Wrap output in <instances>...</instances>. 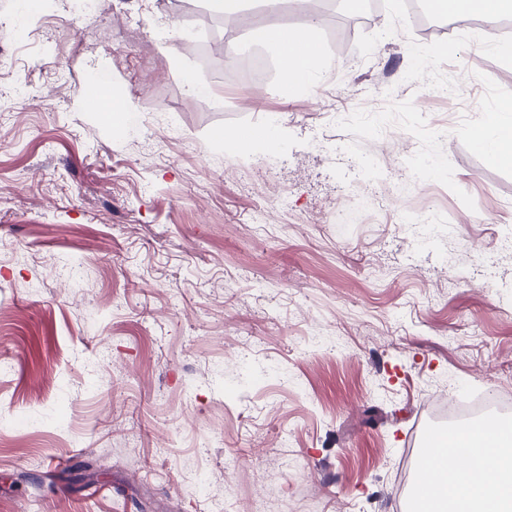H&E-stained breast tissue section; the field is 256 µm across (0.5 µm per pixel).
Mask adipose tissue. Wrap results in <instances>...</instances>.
<instances>
[{
  "mask_svg": "<svg viewBox=\"0 0 512 512\" xmlns=\"http://www.w3.org/2000/svg\"><path fill=\"white\" fill-rule=\"evenodd\" d=\"M438 9L454 18L478 15L492 25L512 11V0H436ZM254 38L271 43L282 62V84L291 93L311 84L318 72L322 49L315 20H307L286 43L274 28L255 30ZM495 133L479 137L477 144L490 161L512 164V105L491 113ZM437 451L451 458L446 467L426 465L417 486L418 512H512V426L480 423L465 427L453 438L437 444Z\"/></svg>",
  "mask_w": 512,
  "mask_h": 512,
  "instance_id": "obj_1",
  "label": "adipose tissue"
}]
</instances>
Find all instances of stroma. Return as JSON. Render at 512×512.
Returning a JSON list of instances; mask_svg holds the SVG:
<instances>
[{
  "label": "stroma",
  "instance_id": "35a3bbf8",
  "mask_svg": "<svg viewBox=\"0 0 512 512\" xmlns=\"http://www.w3.org/2000/svg\"><path fill=\"white\" fill-rule=\"evenodd\" d=\"M19 2L0 0V512H404L414 440L446 425L430 393L512 392V165L477 145L512 103V14ZM309 16L324 58L289 98L253 32ZM91 87L131 98L122 131ZM272 124L247 153L215 138ZM365 165L385 184L362 212Z\"/></svg>",
  "mask_w": 512,
  "mask_h": 512
}]
</instances>
